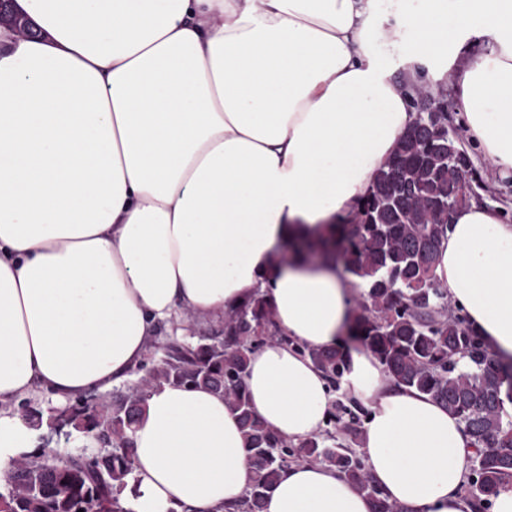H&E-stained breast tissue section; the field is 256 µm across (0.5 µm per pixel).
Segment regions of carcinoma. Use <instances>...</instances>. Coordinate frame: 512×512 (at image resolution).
I'll use <instances>...</instances> for the list:
<instances>
[{"mask_svg": "<svg viewBox=\"0 0 512 512\" xmlns=\"http://www.w3.org/2000/svg\"><path fill=\"white\" fill-rule=\"evenodd\" d=\"M447 107L418 112L398 148L375 173L355 223L334 225L326 237L285 243L281 262L321 256L342 265L358 289L350 326L397 385L438 400L464 424L475 445L469 496L486 509L490 497L512 484V420L501 415V387L512 378L504 363L448 298L433 275L438 247L450 230L448 205L473 174L467 153L448 152ZM273 339L294 341L271 322L260 297L224 313L223 331L198 336L168 334L150 344L152 363L136 368L138 381L91 410L73 407L71 428L92 434L103 448L61 454L51 448L19 457L12 465L0 512H127L119 492L133 470L128 432L149 392L164 385L205 386L224 396L237 413L256 478L233 512H263L268 492L293 463L336 468L373 502V512H406L389 499L355 446L361 422L343 402L329 412L330 429L297 445L268 427L248 396L250 354ZM331 385L342 377L340 348L299 346Z\"/></svg>", "mask_w": 512, "mask_h": 512, "instance_id": "carcinoma-1", "label": "carcinoma"}]
</instances>
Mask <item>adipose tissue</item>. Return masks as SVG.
I'll return each mask as SVG.
<instances>
[{
    "label": "adipose tissue",
    "instance_id": "1",
    "mask_svg": "<svg viewBox=\"0 0 512 512\" xmlns=\"http://www.w3.org/2000/svg\"><path fill=\"white\" fill-rule=\"evenodd\" d=\"M38 38L0 28V484L36 450L19 411L134 383L157 325L265 296L288 343L245 378L294 442L321 433L333 389L297 344L345 347L352 283L335 263L277 266L284 241L356 220L416 119L454 83L484 160L512 174V0H16ZM416 37L393 78L368 50ZM485 42L479 52L467 42ZM462 206L434 276L496 354L512 355V224ZM342 392L366 410L358 451L406 512H475L463 423L345 348ZM127 512H222L254 473L237 415L209 390H154L131 433ZM336 470L298 462L264 512H372Z\"/></svg>",
    "mask_w": 512,
    "mask_h": 512
}]
</instances>
